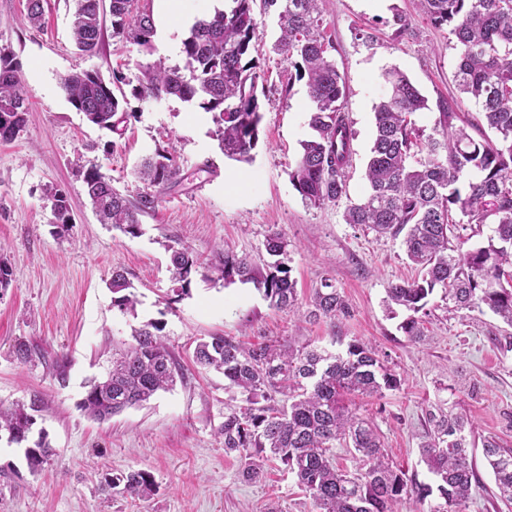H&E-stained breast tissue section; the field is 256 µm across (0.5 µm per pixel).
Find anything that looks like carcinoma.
Returning <instances> with one entry per match:
<instances>
[{
    "instance_id": "carcinoma-1",
    "label": "carcinoma",
    "mask_w": 512,
    "mask_h": 512,
    "mask_svg": "<svg viewBox=\"0 0 512 512\" xmlns=\"http://www.w3.org/2000/svg\"><path fill=\"white\" fill-rule=\"evenodd\" d=\"M72 20L75 46L96 54L103 20L99 0H74ZM320 0H263L278 10L280 35L272 51L307 77L312 103V135L289 172L292 186L309 208L334 206L347 195L346 174L352 160L353 132L343 112L345 83L329 56ZM423 14L448 41L460 48L454 78L461 93L480 107L494 136L475 138L455 125L460 119L454 103L438 105L434 133L424 135L412 116L427 108V100L399 69L390 68L385 80L388 96L375 107L376 134L366 168L368 191L347 205L343 219L379 234L402 237L408 260L419 267L418 279L390 286L388 301L413 312L403 323L411 339L423 336L416 314L439 288L457 307L490 311L512 325V0H419ZM256 0H224V9L198 19L182 40L183 66L162 60L141 66L132 95L142 101L177 96L196 102L211 114L213 136L224 156L242 162L253 159L260 143L262 113L258 83L262 78L253 56ZM112 37L151 48L155 24L143 0H110ZM26 18L33 27L44 20L42 0H28ZM61 90L86 120L122 134L130 114L111 86L95 70L65 76ZM29 108L20 69L13 55L0 50V140H14L27 124ZM87 195L100 223L132 238L142 234L140 217L154 210L158 194L142 193L130 200L112 186V179L96 166L83 167ZM138 177L166 190L184 179L175 157L163 150L146 157ZM51 224L58 236L68 234L74 218L65 192L51 188ZM460 224H492L486 246L462 251L455 233ZM274 261L260 268L245 257L222 252L208 269L226 282L252 283L269 305L297 308L291 279L288 241L272 232L264 243ZM173 296L189 293L203 262L183 244L170 247ZM112 307L133 313L138 298L132 283L120 272L112 274ZM343 295L330 283L318 289L306 317L336 320L348 315ZM165 324L150 320L134 330V343L112 357L106 377L90 384L79 407L87 415L106 420L148 402L158 391L184 377L164 339ZM194 363L223 373L226 389L224 421L217 429L224 437V453L240 461V476L259 480L267 462L278 460L308 494L316 512H395L401 502L423 503L433 493L442 502L429 512H462L472 497L475 472L469 459L465 423L444 412L430 414L433 430L420 446L421 461L434 484L393 466L381 437L369 420L349 407L353 396L383 395L399 388L400 380L384 365L375 348L354 340L336 353L309 344L294 348L277 341L245 348L230 338L214 335L195 345ZM70 362L55 359L52 379L64 388ZM42 399L0 405V432L28 440L41 411ZM342 441L353 449L354 471L336 465L332 452ZM500 498L512 501V449L494 439L482 443ZM53 450L39 435L26 449L31 471L42 469ZM104 489L138 500L156 492L152 475L142 469L105 474Z\"/></svg>"
}]
</instances>
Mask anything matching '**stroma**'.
<instances>
[{
	"mask_svg": "<svg viewBox=\"0 0 512 512\" xmlns=\"http://www.w3.org/2000/svg\"><path fill=\"white\" fill-rule=\"evenodd\" d=\"M26 5L0 0V49L19 61L29 107L24 131L0 142V244L12 268L11 284L0 295V401L40 394L36 427L55 454L44 470L31 473L24 445L0 434V512H314L282 466L272 465L261 482L246 483L236 456L225 454L217 429L230 393L222 373L200 369L192 358L197 341L213 334L246 346L273 337L331 350L354 340L371 343L401 385L380 397L356 399L355 408L373 421L394 464L431 482L419 448L431 431L430 411L443 406L473 426L470 456L478 485L464 512H512V503L497 494L481 448L490 437L512 448V326L489 312L456 308L437 290L422 317L424 336L412 341L401 329L407 312H390L385 299L390 285L417 278L418 269L400 240L343 220L347 202L367 192L374 108L387 95L388 68L404 71L427 98L428 110L415 115L425 132L439 119V101L450 97L459 99L462 119L479 120L478 105L462 98L455 82L458 51L447 33L434 28L413 0H322L355 137L346 202L313 209L288 176L301 140L311 133V102L305 80L271 50L280 34L275 10L256 11L265 95L262 140L246 163L219 150L211 116L197 104L175 96L128 97L125 109L133 117L117 138L89 124L60 89L64 76L81 70L107 79L118 72L133 82L148 59L183 65L182 54L164 52L165 35L183 40L197 18L223 8L224 0H182L173 14L149 0L152 53L112 39L107 23L94 56L79 54L73 44L74 0H45L38 29L23 20ZM398 11L409 23L402 36L393 24ZM158 149L176 157L186 180L163 191L156 210L142 216L141 236L100 224L76 157L100 165L113 186L133 199L147 189L135 170ZM51 186L66 192L72 208L75 224L63 237L55 235L44 206ZM273 231L288 241L298 311L276 310L253 284H227L214 275L195 279L189 295L166 306L172 288L166 245L185 244L204 258L222 249L261 266ZM116 270L136 289L135 314L112 306L107 283ZM326 283L344 295L349 313L336 321L310 320L305 312ZM159 317L185 380L108 421L88 418L79 403L89 381L105 375L113 352L130 347L134 327ZM20 340L35 349L26 364L13 354ZM62 354L71 363L64 388L51 377ZM129 468L153 475L152 498L139 501L100 489V475Z\"/></svg>",
	"mask_w": 512,
	"mask_h": 512,
	"instance_id": "35a3bbf8",
	"label": "stroma"
}]
</instances>
